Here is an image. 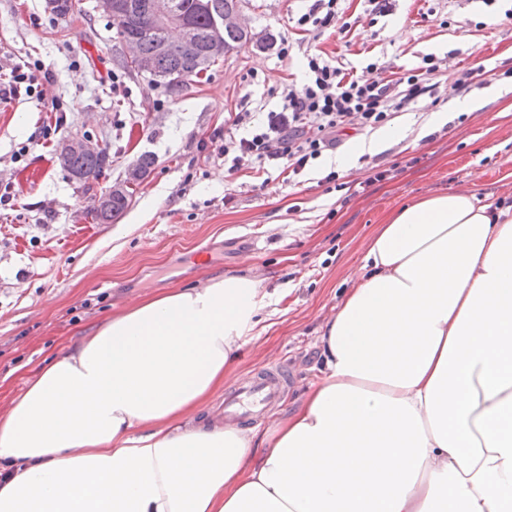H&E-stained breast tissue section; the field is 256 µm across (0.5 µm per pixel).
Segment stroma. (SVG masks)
Segmentation results:
<instances>
[{
    "label": "stroma",
    "mask_w": 512,
    "mask_h": 512,
    "mask_svg": "<svg viewBox=\"0 0 512 512\" xmlns=\"http://www.w3.org/2000/svg\"><path fill=\"white\" fill-rule=\"evenodd\" d=\"M71 4L60 17L46 0H0V58L37 59L55 76L0 102V414L48 362L134 301L252 269L282 299L264 311L266 331L244 345L236 374L286 358L288 391L272 417L287 414L318 378L321 326L395 209L455 190L512 200V0H390L375 18L361 0H340L351 32L315 43L296 27L308 0H245V24L270 36L269 46L226 54L176 93L122 67L123 42L95 0ZM312 43L353 74L371 62L398 72L428 54L447 59L441 99L397 114L388 124L396 136L380 152L358 154L370 132L354 126L299 174L228 173L218 157L225 129L249 135L277 91L304 80ZM475 67L480 83L457 90ZM475 97L481 111L453 105ZM438 111L447 122L419 137ZM239 112L248 115L240 125ZM76 134L109 152L98 194L140 155L155 159L112 223L87 215L90 194L59 164L58 145ZM384 169L388 177L375 180Z\"/></svg>",
    "instance_id": "obj_1"
}]
</instances>
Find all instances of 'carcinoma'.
I'll return each mask as SVG.
<instances>
[{
	"mask_svg": "<svg viewBox=\"0 0 512 512\" xmlns=\"http://www.w3.org/2000/svg\"><path fill=\"white\" fill-rule=\"evenodd\" d=\"M134 5L132 15L126 23L116 26L120 38H135L141 40V51L153 57L161 79L173 90L180 89L184 84L193 81L208 71L216 61L237 48L254 40V34L242 29H224V53L213 50L212 30L213 19L218 12H231L242 6V0H209L210 8L201 9L196 0H175L183 16L189 21L195 38V49L191 53H184L174 44L167 49H159L156 39L148 37L145 32L151 28L154 15L152 4L155 0H124ZM109 164V153L104 150L99 154H74L64 169L70 176L85 178L97 177L100 171ZM154 165V158L143 154L139 157L136 171L126 177L131 185H138L141 179ZM132 191L125 190L120 195H112L101 201L100 205L92 210L93 219L99 224H108L121 215L129 206Z\"/></svg>",
	"mask_w": 512,
	"mask_h": 512,
	"instance_id": "cac0c4a2",
	"label": "carcinoma"
}]
</instances>
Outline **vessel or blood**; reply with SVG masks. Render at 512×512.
<instances>
[{
	"label": "vessel or blood",
	"instance_id": "obj_1",
	"mask_svg": "<svg viewBox=\"0 0 512 512\" xmlns=\"http://www.w3.org/2000/svg\"><path fill=\"white\" fill-rule=\"evenodd\" d=\"M287 387L288 371L285 367L277 363L263 368L246 386L228 398L226 415L232 421H248L258 408L279 400Z\"/></svg>",
	"mask_w": 512,
	"mask_h": 512
}]
</instances>
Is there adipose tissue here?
<instances>
[{
  "mask_svg": "<svg viewBox=\"0 0 512 512\" xmlns=\"http://www.w3.org/2000/svg\"><path fill=\"white\" fill-rule=\"evenodd\" d=\"M260 274L145 298L0 417V512H512V204L441 192L369 239L267 433L202 422Z\"/></svg>",
  "mask_w": 512,
  "mask_h": 512,
  "instance_id": "ef3b65f1",
  "label": "adipose tissue"
}]
</instances>
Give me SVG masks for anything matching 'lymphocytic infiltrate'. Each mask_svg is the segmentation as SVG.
Instances as JSON below:
<instances>
[{"mask_svg": "<svg viewBox=\"0 0 512 512\" xmlns=\"http://www.w3.org/2000/svg\"><path fill=\"white\" fill-rule=\"evenodd\" d=\"M305 55L304 83L281 90L266 125L248 137L225 133L222 153L229 171L264 170L284 162L300 173L336 148L346 127L378 128L419 99L435 96L443 74L441 59L432 55L414 69L391 75L385 67L369 64L368 79L344 72L322 51L309 49Z\"/></svg>", "mask_w": 512, "mask_h": 512, "instance_id": "obj_1", "label": "lymphocytic infiltrate"}]
</instances>
